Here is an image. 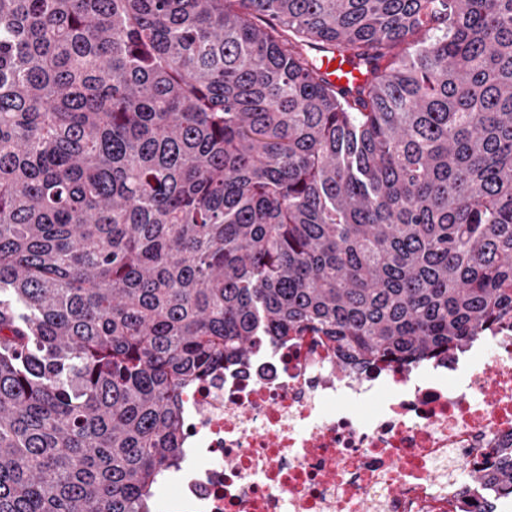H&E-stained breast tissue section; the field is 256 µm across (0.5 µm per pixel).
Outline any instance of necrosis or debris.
I'll list each match as a JSON object with an SVG mask.
<instances>
[{
	"label": "necrosis or debris",
	"instance_id": "obj_1",
	"mask_svg": "<svg viewBox=\"0 0 512 512\" xmlns=\"http://www.w3.org/2000/svg\"><path fill=\"white\" fill-rule=\"evenodd\" d=\"M182 400L154 512H512L464 479L512 446L510 316L418 367L345 365L309 333Z\"/></svg>",
	"mask_w": 512,
	"mask_h": 512
}]
</instances>
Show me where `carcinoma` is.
Listing matches in <instances>:
<instances>
[{"label": "carcinoma", "mask_w": 512, "mask_h": 512, "mask_svg": "<svg viewBox=\"0 0 512 512\" xmlns=\"http://www.w3.org/2000/svg\"><path fill=\"white\" fill-rule=\"evenodd\" d=\"M508 312L512 0H0V512H151L182 394L272 341Z\"/></svg>", "instance_id": "obj_1"}]
</instances>
